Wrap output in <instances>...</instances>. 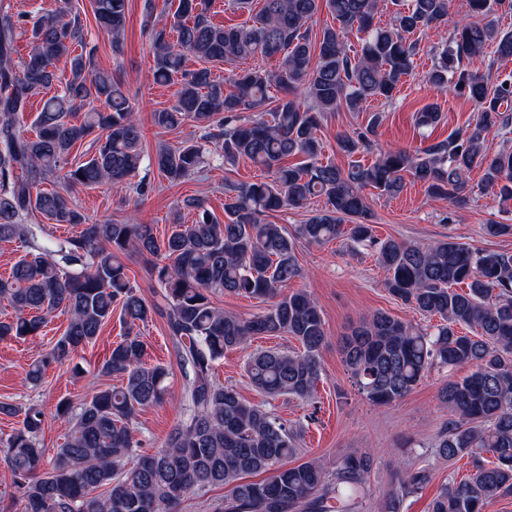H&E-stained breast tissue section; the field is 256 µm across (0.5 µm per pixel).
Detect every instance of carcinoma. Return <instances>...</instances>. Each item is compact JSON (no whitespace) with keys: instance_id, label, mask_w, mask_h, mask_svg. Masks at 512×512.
<instances>
[{"instance_id":"cac0c4a2","label":"carcinoma","mask_w":512,"mask_h":512,"mask_svg":"<svg viewBox=\"0 0 512 512\" xmlns=\"http://www.w3.org/2000/svg\"><path fill=\"white\" fill-rule=\"evenodd\" d=\"M379 0H230L248 12L240 25L212 20V0H165L166 20H145L155 57L156 81L176 86L174 104L154 113V124L174 130L194 122L201 135L156 152L158 170L171 181L208 164L209 145H219L224 167L248 161L262 180L235 184L225 192L224 222L195 198L190 224L175 220L158 238L150 224L91 220L74 204L77 188L109 186L146 193L133 183L142 161V133L130 98L117 75L97 69L72 0L32 23L27 57L14 59L23 15L0 14V242H19L25 254L0 279V340L39 336L50 315L69 316L67 328L28 365L33 386L52 366L74 364L120 309L127 333L113 344L100 373L122 378L119 387L97 390L75 407L67 399L57 417L72 424L54 452L45 448L46 412L38 404L0 401V415L16 418L0 439L18 512H176L184 497L205 487L227 488L224 512H353L367 495L373 466L369 454L348 456L329 470L311 459L291 464L296 434L264 405L244 399L213 379L214 364L255 336H291L301 350H259L245 372L266 397L308 399L320 379L325 322L313 296L303 289L284 293L302 277L298 243L325 244L342 236L371 250L395 297L442 323L427 332L377 311L354 327L342 355L365 397L390 404L411 392L435 365L467 366L470 372L441 389L453 418L433 448L449 462L489 453L464 481L450 482L429 504V512H485L512 496V254L487 252L453 240L411 244L374 232L364 191L394 197L406 178L428 196L451 204L464 201L465 176L483 170V187L512 199V152L489 156L488 135L509 125L512 80L491 87L481 73L483 54L512 58V33L489 21L461 22L433 50L427 82L437 90L453 85L476 107L475 120L448 139L413 151L387 150L374 161L341 168L323 162L318 136L328 112L360 111L369 99L390 100L414 67V34L448 27L449 0H391L393 24H374ZM98 27L121 52L127 0H92ZM471 11L489 15L512 10V0H468ZM322 9L336 21L311 38L309 23ZM364 34L361 47H347V35ZM199 67L186 69L187 56ZM279 60L274 70L241 67L247 60ZM224 66L228 76L214 77ZM61 83L33 120L34 135L19 126L35 96ZM281 95L274 97L271 89ZM84 118L73 120L78 108ZM441 113L427 105L413 113L414 126L434 129ZM378 118L353 134L337 137L352 155L370 142ZM91 139L87 158L73 162V146ZM59 188L44 190L46 182ZM322 197L323 209L294 232L267 221L282 208H301ZM67 224L72 235L52 246L40 243L43 221ZM137 255L157 283L153 300L137 291L121 261ZM233 293L268 303L252 317L227 315L212 297ZM165 319L184 379L178 398L180 423L165 443L143 450L136 435L138 414L168 396L169 370L145 359L139 324ZM466 326L476 335L458 331ZM135 461L127 467L128 461ZM263 474L260 481L245 476ZM431 482L426 467L407 470L377 503V512H404L406 501Z\"/></svg>"}]
</instances>
